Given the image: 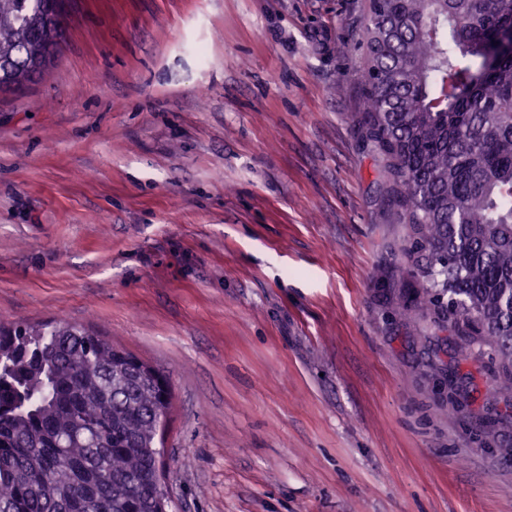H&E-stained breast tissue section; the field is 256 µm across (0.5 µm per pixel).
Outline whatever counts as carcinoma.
Returning a JSON list of instances; mask_svg holds the SVG:
<instances>
[{
  "label": "carcinoma",
  "mask_w": 512,
  "mask_h": 512,
  "mask_svg": "<svg viewBox=\"0 0 512 512\" xmlns=\"http://www.w3.org/2000/svg\"><path fill=\"white\" fill-rule=\"evenodd\" d=\"M56 0H0V88L40 73ZM512 0H372L365 139L391 158L410 250L432 277L419 304L461 352L492 351L512 391V55L489 45ZM167 381L69 322L0 321V512H167L158 436Z\"/></svg>",
  "instance_id": "obj_1"
}]
</instances>
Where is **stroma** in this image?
I'll use <instances>...</instances> for the list:
<instances>
[{"label": "stroma", "instance_id": "obj_1", "mask_svg": "<svg viewBox=\"0 0 512 512\" xmlns=\"http://www.w3.org/2000/svg\"><path fill=\"white\" fill-rule=\"evenodd\" d=\"M0 91V316L159 368L172 512H512V393L413 306L370 0H67Z\"/></svg>", "mask_w": 512, "mask_h": 512}]
</instances>
